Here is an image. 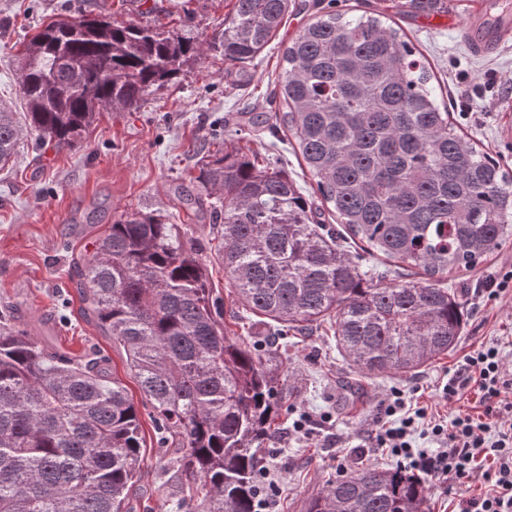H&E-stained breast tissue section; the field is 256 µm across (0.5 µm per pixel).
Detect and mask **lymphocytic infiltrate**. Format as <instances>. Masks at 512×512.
<instances>
[{
    "mask_svg": "<svg viewBox=\"0 0 512 512\" xmlns=\"http://www.w3.org/2000/svg\"><path fill=\"white\" fill-rule=\"evenodd\" d=\"M475 394L479 412L460 408ZM450 416L429 419L395 391L381 401L368 449L398 457L403 466L447 483L449 494L483 480L487 492L460 497L458 512H512V368L501 347L482 345L466 354L441 391Z\"/></svg>",
    "mask_w": 512,
    "mask_h": 512,
    "instance_id": "f902f5d3",
    "label": "lymphocytic infiltrate"
}]
</instances>
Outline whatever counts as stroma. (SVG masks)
I'll list each match as a JSON object with an SVG mask.
<instances>
[{
    "label": "stroma",
    "mask_w": 512,
    "mask_h": 512,
    "mask_svg": "<svg viewBox=\"0 0 512 512\" xmlns=\"http://www.w3.org/2000/svg\"><path fill=\"white\" fill-rule=\"evenodd\" d=\"M284 27L249 64L251 82L232 85L224 79V59L210 52L185 78L154 91L138 112L102 113L92 132L75 148L45 149L21 145L12 164L0 170V307L18 304L60 318L58 341L72 350L101 352L134 403L142 396L126 369L124 351L113 344L88 315L79 295L75 261L92 251L114 217L134 210H162L176 223H190L209 257V278L224 290V266L216 253L208 212L187 216L184 198L196 197L191 173L195 143L224 136L237 113L250 109L275 113L281 106L275 82L281 74L287 41L315 14L312 0H298ZM481 0H448V10L430 16L397 13L391 0H336L337 10L384 12L393 27L429 63L440 83L452 120L480 146L512 166V35L485 56L472 54L461 29ZM233 7V0H0V102L14 111L24 106L17 95L15 56L43 23L64 15L103 14L112 21L163 24L167 29L191 25L211 34ZM247 149L274 158L277 167L311 186L287 137L252 133ZM512 270V242L505 244L473 273L451 286L463 302L467 321L456 347L412 376L367 377L336 352L329 326L307 336H293L276 348L280 384L290 395L282 401L278 434L262 453L263 466L278 475L274 496L279 512H302L306 499L335 477L338 458L350 464L396 465L383 451L356 453L352 444L366 439L375 407L393 390L408 401L439 413L440 387L463 355L481 344L512 342V295L489 301L480 294L483 281ZM313 417L304 439L289 434L302 414ZM142 477L128 491V512H171L188 489L172 468V446H159L155 425L142 414Z\"/></svg>",
    "instance_id": "stroma-1"
}]
</instances>
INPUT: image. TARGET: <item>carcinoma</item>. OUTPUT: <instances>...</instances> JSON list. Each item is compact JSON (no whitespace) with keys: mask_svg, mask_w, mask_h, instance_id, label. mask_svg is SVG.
I'll use <instances>...</instances> for the list:
<instances>
[{"mask_svg":"<svg viewBox=\"0 0 512 512\" xmlns=\"http://www.w3.org/2000/svg\"><path fill=\"white\" fill-rule=\"evenodd\" d=\"M444 0H401L430 14ZM291 0H234L200 40L108 18L52 21L17 54L22 116L0 106V167L20 141L75 147L103 111L137 112L208 51L243 77ZM281 120L336 225L288 173L237 145L196 151L200 196L222 240L224 281L280 332L328 321L364 376L418 373L454 348L464 306L443 283L512 241V172L438 100L421 53L379 15L327 10L283 52ZM267 123L247 112L234 135ZM80 296L126 355L188 512H254L258 452L282 389L259 344L228 330L203 250L162 211L113 219L79 259ZM0 311V512H124L143 464L140 410L109 359L31 336ZM424 479L396 466L339 472L305 512H425Z\"/></svg>","mask_w":512,"mask_h":512,"instance_id":"1","label":"carcinoma"}]
</instances>
